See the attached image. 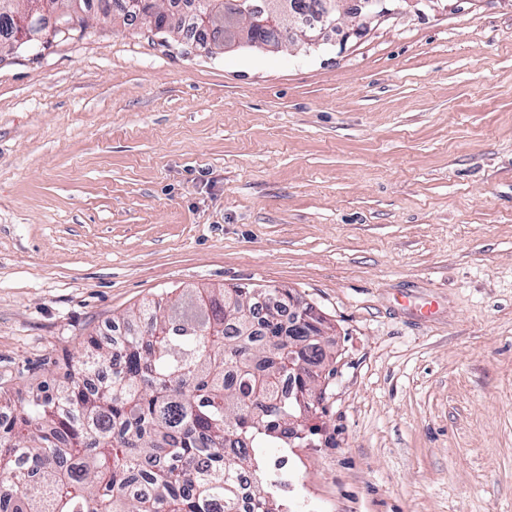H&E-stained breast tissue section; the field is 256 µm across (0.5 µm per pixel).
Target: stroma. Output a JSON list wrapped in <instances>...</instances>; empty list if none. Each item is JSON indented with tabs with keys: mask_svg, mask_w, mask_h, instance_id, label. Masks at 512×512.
Returning <instances> with one entry per match:
<instances>
[{
	"mask_svg": "<svg viewBox=\"0 0 512 512\" xmlns=\"http://www.w3.org/2000/svg\"><path fill=\"white\" fill-rule=\"evenodd\" d=\"M290 288L331 324L288 512H512V0L185 50L89 17L0 59V389L184 288Z\"/></svg>",
	"mask_w": 512,
	"mask_h": 512,
	"instance_id": "1",
	"label": "stroma"
}]
</instances>
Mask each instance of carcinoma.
Masks as SVG:
<instances>
[{"label":"carcinoma","mask_w":512,"mask_h":512,"mask_svg":"<svg viewBox=\"0 0 512 512\" xmlns=\"http://www.w3.org/2000/svg\"><path fill=\"white\" fill-rule=\"evenodd\" d=\"M20 2L0 10V54L39 45L25 39ZM152 2L131 11L126 0H60L64 11L44 35H71L94 8L216 48L233 36L221 0H170V12ZM198 13L209 25L194 22ZM286 35L278 24L252 31L267 45ZM286 307V288L186 289L141 312L146 330L85 341L55 390L21 401L0 391V410L11 413L0 422V512H214L219 502L236 512L238 476L255 449L289 447L290 423L300 432L293 445L310 440L323 402L312 401L311 373H333L335 353L310 335L318 318L299 316L291 330ZM252 498L253 512H282L257 480Z\"/></svg>","instance_id":"cac0c4a2"}]
</instances>
